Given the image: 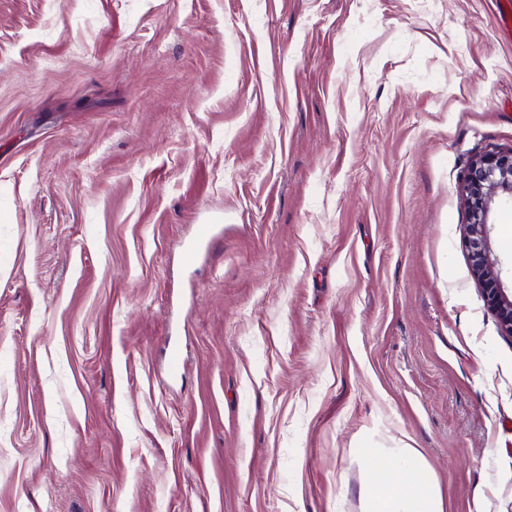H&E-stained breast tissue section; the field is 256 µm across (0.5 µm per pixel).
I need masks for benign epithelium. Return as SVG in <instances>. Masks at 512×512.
Here are the masks:
<instances>
[{
	"instance_id": "1",
	"label": "benign epithelium",
	"mask_w": 512,
	"mask_h": 512,
	"mask_svg": "<svg viewBox=\"0 0 512 512\" xmlns=\"http://www.w3.org/2000/svg\"><path fill=\"white\" fill-rule=\"evenodd\" d=\"M464 191L470 217L467 244L473 275L483 287L485 302L497 315L503 332L512 338V291L499 286L488 237L494 205L512 201V149L491 150L475 159L468 168Z\"/></svg>"
}]
</instances>
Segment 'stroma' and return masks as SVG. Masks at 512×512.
Wrapping results in <instances>:
<instances>
[{
    "mask_svg": "<svg viewBox=\"0 0 512 512\" xmlns=\"http://www.w3.org/2000/svg\"><path fill=\"white\" fill-rule=\"evenodd\" d=\"M493 148L492 0H0V512H360L368 442L512 512ZM464 191L469 209L467 244L475 279L483 287L487 306L498 317L505 336L512 338V290L499 286V274L491 259L488 226L496 199L512 201V149L491 150L469 166ZM216 241L215 225L214 224H200L197 233L191 243L184 246V255L187 261H192L197 249L200 247L209 248Z\"/></svg>",
    "mask_w": 512,
    "mask_h": 512,
    "instance_id": "stroma-1",
    "label": "stroma"
}]
</instances>
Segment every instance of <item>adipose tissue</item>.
<instances>
[{"mask_svg": "<svg viewBox=\"0 0 512 512\" xmlns=\"http://www.w3.org/2000/svg\"><path fill=\"white\" fill-rule=\"evenodd\" d=\"M361 512H444L433 472L411 446L360 449Z\"/></svg>", "mask_w": 512, "mask_h": 512, "instance_id": "ef3b65f1", "label": "adipose tissue"}]
</instances>
